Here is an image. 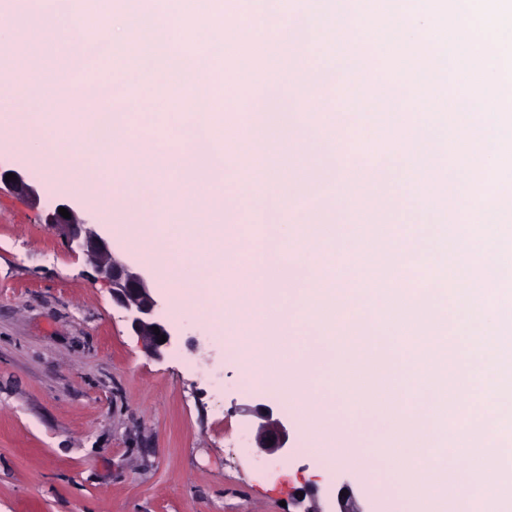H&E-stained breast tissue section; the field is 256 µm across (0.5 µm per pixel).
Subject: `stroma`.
Segmentation results:
<instances>
[{
  "label": "stroma",
  "mask_w": 512,
  "mask_h": 512,
  "mask_svg": "<svg viewBox=\"0 0 512 512\" xmlns=\"http://www.w3.org/2000/svg\"><path fill=\"white\" fill-rule=\"evenodd\" d=\"M0 160L40 188L36 202L0 189V512H293L308 484L350 487L363 512H386L394 490L381 476L323 466L300 446L260 469L234 448L251 396L287 403L245 386L219 323L174 312L176 294L157 277L179 337L163 358L149 355L111 284L44 222L63 179L4 131ZM72 204L116 256L154 272L121 227Z\"/></svg>",
  "instance_id": "obj_1"
}]
</instances>
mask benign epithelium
<instances>
[{"label": "benign epithelium", "mask_w": 512, "mask_h": 512, "mask_svg": "<svg viewBox=\"0 0 512 512\" xmlns=\"http://www.w3.org/2000/svg\"><path fill=\"white\" fill-rule=\"evenodd\" d=\"M8 173L16 175L14 180H5ZM0 185L24 195L33 201L40 200L37 187L28 181L26 173L16 167L0 162ZM64 207L71 214L65 218L58 208ZM48 227L63 236L67 243L76 247L87 257L100 274L112 284V302L125 315L131 330L142 337L147 352L160 359L176 339L172 325L160 314V302L153 292L150 276L136 269L112 253L108 241L101 236L95 225L82 218L66 201L56 202L46 215ZM160 334H155L153 327ZM166 341L159 342L160 336ZM246 424L254 433L252 450L258 458L272 456L286 457L291 452V440L288 419L277 413L276 409L264 399H256L243 407ZM303 495L295 498L298 512H328L329 499H320L318 489L304 487ZM334 512H363L357 500L350 492H344L336 498Z\"/></svg>", "instance_id": "benign-epithelium-1"}]
</instances>
